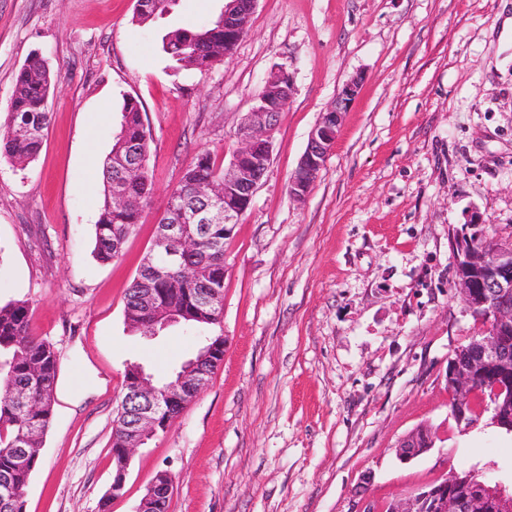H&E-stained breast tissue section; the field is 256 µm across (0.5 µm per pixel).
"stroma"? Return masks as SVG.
Segmentation results:
<instances>
[{"mask_svg": "<svg viewBox=\"0 0 512 512\" xmlns=\"http://www.w3.org/2000/svg\"><path fill=\"white\" fill-rule=\"evenodd\" d=\"M222 6L177 0L138 25L135 0H0V124L30 56L59 76L36 161L0 160V303L29 302L59 369L25 512H137L162 471L168 512H358L365 474L377 512L451 471L511 488L512 438L456 423L446 371L483 330L455 288L451 235L512 227V0H258L211 70L163 53L165 32L206 26ZM281 65L294 93L224 242V359L109 498L126 363L164 376L200 336L129 332L126 292L168 192L202 152L231 156ZM356 76L325 168L294 201L309 132ZM128 98L151 135L153 202L102 264L100 165ZM421 425L434 448L400 462L397 441Z\"/></svg>", "mask_w": 512, "mask_h": 512, "instance_id": "1", "label": "stroma"}]
</instances>
